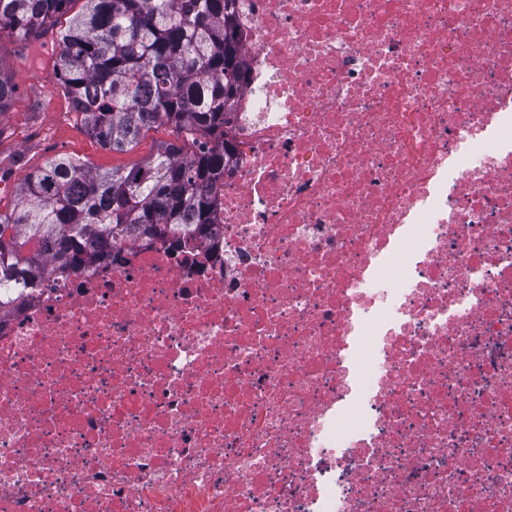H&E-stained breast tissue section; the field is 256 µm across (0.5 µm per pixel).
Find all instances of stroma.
<instances>
[{"label":"stroma","instance_id":"stroma-1","mask_svg":"<svg viewBox=\"0 0 512 512\" xmlns=\"http://www.w3.org/2000/svg\"><path fill=\"white\" fill-rule=\"evenodd\" d=\"M58 53L55 35L42 45L26 48L10 36L0 37V63L17 87L18 100L0 117V210L15 202L17 184L48 160L65 154L92 168L109 170L132 166L149 156L172 132L158 126L129 151L113 152L88 135L74 112L51 61Z\"/></svg>","mask_w":512,"mask_h":512}]
</instances>
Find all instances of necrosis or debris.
Wrapping results in <instances>:
<instances>
[{"label": "necrosis or debris", "mask_w": 512, "mask_h": 512, "mask_svg": "<svg viewBox=\"0 0 512 512\" xmlns=\"http://www.w3.org/2000/svg\"><path fill=\"white\" fill-rule=\"evenodd\" d=\"M213 238L0 309V512H512V0H236Z\"/></svg>", "instance_id": "obj_1"}]
</instances>
